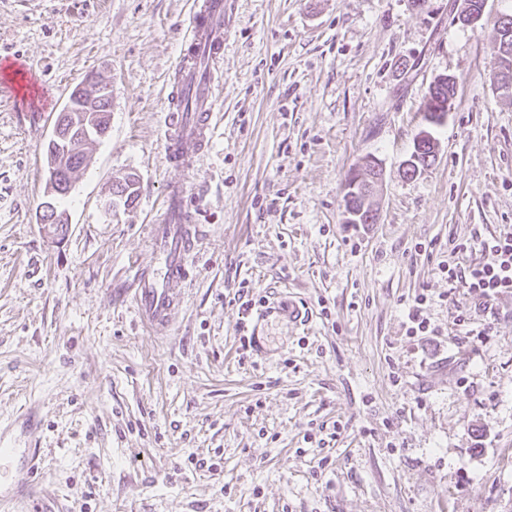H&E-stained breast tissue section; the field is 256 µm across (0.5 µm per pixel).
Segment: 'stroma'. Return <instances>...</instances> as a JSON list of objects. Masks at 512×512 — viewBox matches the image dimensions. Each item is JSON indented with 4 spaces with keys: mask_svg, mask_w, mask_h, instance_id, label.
Masks as SVG:
<instances>
[{
    "mask_svg": "<svg viewBox=\"0 0 512 512\" xmlns=\"http://www.w3.org/2000/svg\"><path fill=\"white\" fill-rule=\"evenodd\" d=\"M194 0H0V56L58 104L98 76L112 128L75 183L69 233L39 219L52 122L0 91V425L39 409L49 512H512V295L476 306L438 265L512 225V97L497 93L489 0H235L210 145L193 172L161 130ZM457 96L427 127L430 84ZM430 129L434 166L407 178ZM376 158L375 224L345 221L349 170ZM139 177L125 212L113 182ZM186 183L204 234L166 335L130 298L155 265L149 227ZM306 306L241 346V285ZM426 294L433 335L406 334ZM471 317L460 326L459 314ZM326 469H319L320 459Z\"/></svg>",
    "mask_w": 512,
    "mask_h": 512,
    "instance_id": "stroma-1",
    "label": "stroma"
}]
</instances>
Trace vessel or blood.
<instances>
[{
    "label": "vessel or blood",
    "mask_w": 512,
    "mask_h": 512,
    "mask_svg": "<svg viewBox=\"0 0 512 512\" xmlns=\"http://www.w3.org/2000/svg\"><path fill=\"white\" fill-rule=\"evenodd\" d=\"M234 0H198L192 13L188 39L190 47L176 63L177 79L167 93L164 139L167 162L189 172L212 138L214 71L224 57ZM35 79L27 65L16 58L0 59V82L10 93L24 92L36 102ZM183 183L169 184L159 224L153 227L158 248V268L139 274L131 297L140 323L156 335L166 334L178 313L181 290L188 276V259L201 229L189 211ZM40 451L36 448H0V477L10 472L22 474L21 486L0 488V512L16 505L25 512H44L39 506L41 492L34 474Z\"/></svg>",
    "instance_id": "b4317fda"
}]
</instances>
